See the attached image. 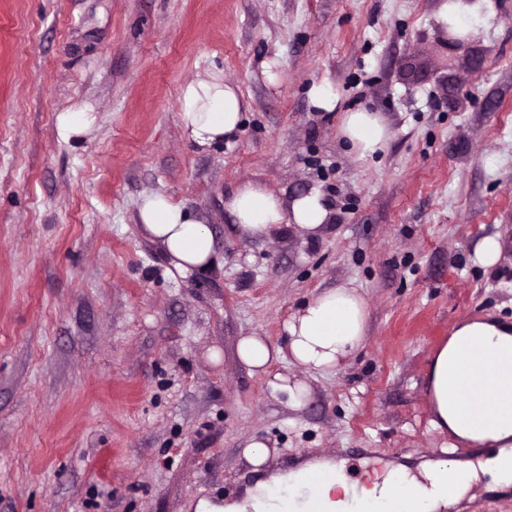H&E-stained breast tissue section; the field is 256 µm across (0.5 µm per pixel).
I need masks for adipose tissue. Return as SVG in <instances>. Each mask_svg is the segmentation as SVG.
Wrapping results in <instances>:
<instances>
[{"mask_svg": "<svg viewBox=\"0 0 512 512\" xmlns=\"http://www.w3.org/2000/svg\"><path fill=\"white\" fill-rule=\"evenodd\" d=\"M180 125L189 141L205 148L238 133L246 108L238 88L213 74L184 85L179 96ZM340 133L358 158L384 151L389 129L378 113H344ZM232 231L263 237L283 224L316 233L328 218L322 194L312 190L284 203L257 181L240 183L224 198ZM139 218L153 241L170 260L174 273L185 277L209 269L215 256L213 235L169 196L152 193L139 207ZM368 304L354 288L321 291L283 325L285 346L261 336L241 337L236 353L252 372L268 374L272 392L287 393L294 406L308 396L307 387L283 374H269L271 364L288 361L310 369H332L363 347L367 336ZM427 393L430 424L439 434L473 448L475 458L452 464L427 461L418 471L387 465L382 473L352 481L344 464L307 462L295 471L256 482L239 501L215 504L199 501L195 512H271L262 499L272 486L300 489L312 470L323 474L320 495L323 512H394L390 490L396 479L418 497L426 512H449L474 485L489 490L512 488V321L492 316L460 321L447 342L429 360Z\"/></svg>", "mask_w": 512, "mask_h": 512, "instance_id": "obj_1", "label": "adipose tissue"}]
</instances>
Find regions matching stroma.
Returning a JSON list of instances; mask_svg holds the SVG:
<instances>
[{
  "mask_svg": "<svg viewBox=\"0 0 512 512\" xmlns=\"http://www.w3.org/2000/svg\"><path fill=\"white\" fill-rule=\"evenodd\" d=\"M439 6L0 0V512H194L244 494L254 441L269 474L439 457L432 352L462 318L512 319V0L474 27L477 72L439 45ZM216 69L249 108L203 149L178 96ZM321 82L334 111L309 101ZM84 104L92 131L62 139L56 115ZM360 108L391 132L363 160L340 135ZM245 180L286 202L319 191L329 219L232 232L224 197ZM151 192L208 225L210 269L170 275L138 219ZM349 284L363 347L331 370L271 367L307 386L303 405L238 360L240 337L285 345L288 317Z\"/></svg>",
  "mask_w": 512,
  "mask_h": 512,
  "instance_id": "obj_1",
  "label": "stroma"
}]
</instances>
